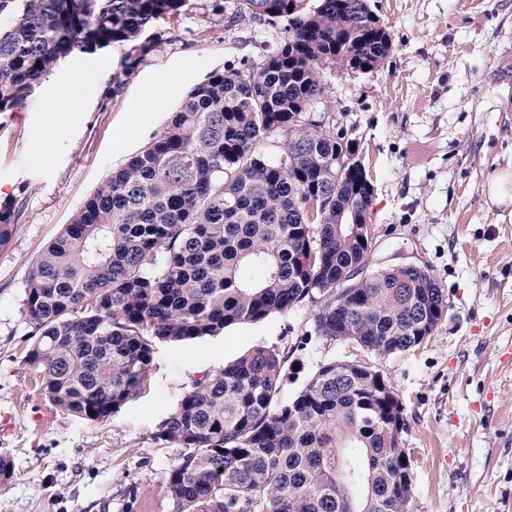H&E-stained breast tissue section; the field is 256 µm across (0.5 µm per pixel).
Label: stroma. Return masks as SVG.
<instances>
[{
  "instance_id": "35a3bbf8",
  "label": "stroma",
  "mask_w": 512,
  "mask_h": 512,
  "mask_svg": "<svg viewBox=\"0 0 512 512\" xmlns=\"http://www.w3.org/2000/svg\"><path fill=\"white\" fill-rule=\"evenodd\" d=\"M392 50L367 73L327 74L325 104L355 142L373 187L367 222L374 266L417 264L448 309L433 334L402 355L374 360L358 346L318 338L302 306L223 335L159 345L145 389L104 423L46 401L26 363L23 289L45 247L112 170L164 126L187 92L215 70L276 45L267 26L225 27L226 0H187L135 42L66 58L15 112L0 115V196L23 217L0 246V456L15 477L0 512H172L165 492L177 445L158 426L190 378L257 345L288 355L283 397L319 364L373 363L407 421L412 512H512V219L488 208L482 186L512 165V0H369ZM177 81L137 131L127 112L148 83ZM81 96L55 120L67 86ZM48 132V162L32 155Z\"/></svg>"
}]
</instances>
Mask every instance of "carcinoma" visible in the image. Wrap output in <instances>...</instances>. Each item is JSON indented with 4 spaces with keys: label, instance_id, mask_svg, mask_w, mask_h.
<instances>
[{
    "label": "carcinoma",
    "instance_id": "1",
    "mask_svg": "<svg viewBox=\"0 0 512 512\" xmlns=\"http://www.w3.org/2000/svg\"><path fill=\"white\" fill-rule=\"evenodd\" d=\"M187 0H0V115L65 58L133 42ZM278 47L210 73L142 150L112 171L43 251L24 288L53 407L106 422L145 388L159 343L219 336L298 306L314 331L379 359L431 336L447 298L428 270L370 265L364 168L318 111L339 68L369 72L392 51L368 0H228ZM24 202L0 201V246ZM288 356L256 346L192 378L157 436L182 448L166 480L175 512H410L404 409L358 361L321 363L282 399Z\"/></svg>",
    "mask_w": 512,
    "mask_h": 512
}]
</instances>
